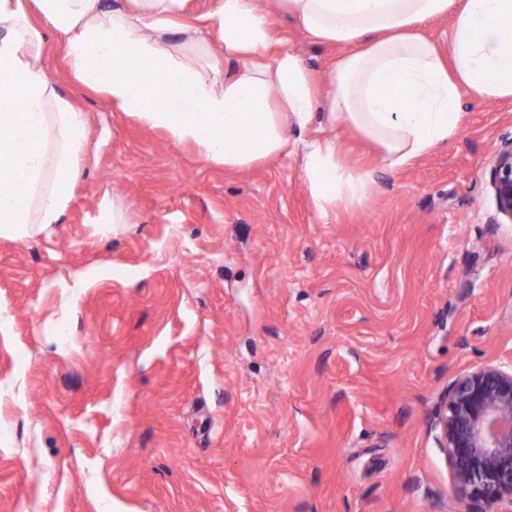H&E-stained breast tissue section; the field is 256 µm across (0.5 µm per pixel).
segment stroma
<instances>
[{
    "label": "stroma",
    "instance_id": "1",
    "mask_svg": "<svg viewBox=\"0 0 512 512\" xmlns=\"http://www.w3.org/2000/svg\"><path fill=\"white\" fill-rule=\"evenodd\" d=\"M312 119L375 171L323 221L293 156L201 162L50 71L90 129L60 224L0 237V512H465L431 419L474 368L512 366V223L489 186L512 101L462 93L460 134L384 172L327 124L344 49L276 3ZM128 221L102 230V204Z\"/></svg>",
    "mask_w": 512,
    "mask_h": 512
}]
</instances>
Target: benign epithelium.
Returning <instances> with one entry per match:
<instances>
[{"label":"benign epithelium","instance_id":"obj_1","mask_svg":"<svg viewBox=\"0 0 512 512\" xmlns=\"http://www.w3.org/2000/svg\"><path fill=\"white\" fill-rule=\"evenodd\" d=\"M496 214L512 222V139L500 142L490 174ZM452 482L475 509L512 499V367L488 363L459 377L431 422Z\"/></svg>","mask_w":512,"mask_h":512}]
</instances>
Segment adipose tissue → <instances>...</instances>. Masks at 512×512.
Masks as SVG:
<instances>
[{"label":"adipose tissue","mask_w":512,"mask_h":512,"mask_svg":"<svg viewBox=\"0 0 512 512\" xmlns=\"http://www.w3.org/2000/svg\"><path fill=\"white\" fill-rule=\"evenodd\" d=\"M278 3L313 40L345 46L327 117L372 143L384 169L453 140L462 91L512 100V0ZM451 10L443 48L423 27ZM55 43L77 84L203 162L246 169L297 156L324 218L368 196L373 172L349 164L336 140L289 137V126L308 124L317 87L277 45L265 0H214L202 14L192 0H0V237L22 241L60 223L88 152L83 114L46 71Z\"/></svg>","instance_id":"obj_1"}]
</instances>
